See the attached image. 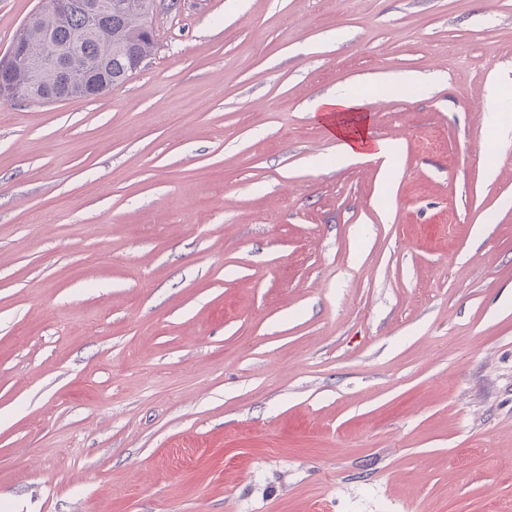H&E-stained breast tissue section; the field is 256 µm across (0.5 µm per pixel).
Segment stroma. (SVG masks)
I'll list each match as a JSON object with an SVG mask.
<instances>
[{
    "label": "stroma",
    "instance_id": "35a3bbf8",
    "mask_svg": "<svg viewBox=\"0 0 512 512\" xmlns=\"http://www.w3.org/2000/svg\"><path fill=\"white\" fill-rule=\"evenodd\" d=\"M153 26L105 95L0 103V512H512V0ZM339 88L392 167L337 165Z\"/></svg>",
    "mask_w": 512,
    "mask_h": 512
}]
</instances>
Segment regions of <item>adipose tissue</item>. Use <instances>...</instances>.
I'll return each instance as SVG.
<instances>
[{"label": "adipose tissue", "mask_w": 512, "mask_h": 512, "mask_svg": "<svg viewBox=\"0 0 512 512\" xmlns=\"http://www.w3.org/2000/svg\"><path fill=\"white\" fill-rule=\"evenodd\" d=\"M359 98L338 90L314 100L310 112L319 114L327 129L342 141L337 155L341 164H350L374 156L389 159L396 146L389 141H376L368 136V119L364 117Z\"/></svg>", "instance_id": "obj_1"}]
</instances>
